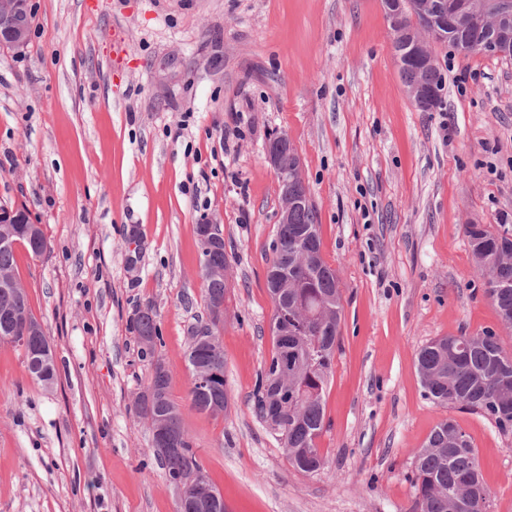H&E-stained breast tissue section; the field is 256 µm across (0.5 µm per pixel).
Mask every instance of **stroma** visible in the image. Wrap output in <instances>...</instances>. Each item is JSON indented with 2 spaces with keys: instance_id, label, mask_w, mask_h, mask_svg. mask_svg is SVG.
<instances>
[{
  "instance_id": "1",
  "label": "stroma",
  "mask_w": 512,
  "mask_h": 512,
  "mask_svg": "<svg viewBox=\"0 0 512 512\" xmlns=\"http://www.w3.org/2000/svg\"><path fill=\"white\" fill-rule=\"evenodd\" d=\"M0 47V204L48 252L15 274L56 353L52 387L0 342V512H176L136 399L155 362L227 512H407L415 452L441 421L478 450L486 512H512V431L424 395L438 336L495 333L464 233L512 228V58L434 53L446 88L419 111L380 0H29ZM288 135L343 295L318 441L293 470L253 411L271 355L266 286L281 210L265 143ZM221 224L229 407L188 410L185 352L207 320L196 225ZM153 307L161 339L135 322ZM156 315L151 307L141 311L137 317L136 329L141 343L147 348L152 349L156 339L159 340V330L156 323Z\"/></svg>"
}]
</instances>
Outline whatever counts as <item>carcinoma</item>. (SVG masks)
<instances>
[{
	"label": "carcinoma",
	"instance_id": "cac0c4a2",
	"mask_svg": "<svg viewBox=\"0 0 512 512\" xmlns=\"http://www.w3.org/2000/svg\"><path fill=\"white\" fill-rule=\"evenodd\" d=\"M447 7L429 14L427 22L443 33V43L469 54L481 52L489 37L477 20L456 24L454 12L475 0H433ZM406 87L420 85L438 90L442 70L438 59L424 64L410 58L399 68ZM315 205L291 210L288 223L277 225L267 285L274 305L269 362L288 357V375L264 370L256 390L254 412L280 437L288 464L313 474L325 465L318 439L325 427L324 395L341 332L343 314L340 280L321 252ZM27 224H0V239L11 237L34 256L48 250L43 230L37 242L28 237ZM465 233L476 267L486 277L487 293L503 325L512 327V230H492L485 224H467ZM15 249L0 245V280L15 281L0 288V341H11L13 329L23 331L32 317L27 293L14 272ZM201 277L207 309L224 302L228 268L224 245L201 253ZM141 343L153 348L159 339L156 315L148 307L137 317ZM186 360L191 372L188 408L218 416L227 410L229 394L225 377L222 327L212 324L210 339L191 341ZM32 377L53 385L55 363L35 369ZM417 370L427 399L438 406H460L490 418L503 431L512 429V354L506 353L493 333L441 336L417 354ZM138 413L162 416L171 424L169 451L161 459L166 477L176 478L196 465L204 466L183 427V409L170 395V375L165 366L152 370L146 390L136 403ZM414 500L409 512H485L488 488L479 467L477 449L453 421L437 425L414 456Z\"/></svg>",
	"mask_w": 512,
	"mask_h": 512
}]
</instances>
